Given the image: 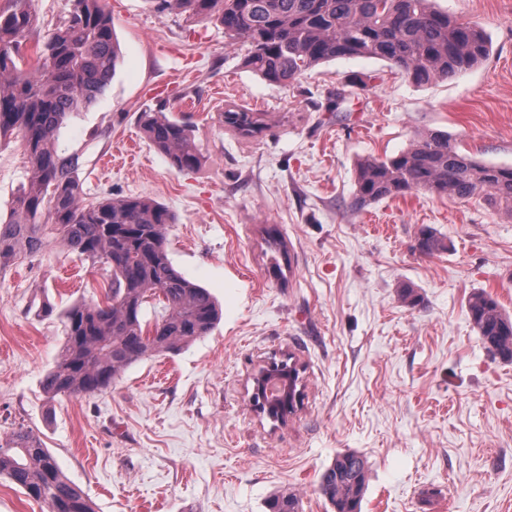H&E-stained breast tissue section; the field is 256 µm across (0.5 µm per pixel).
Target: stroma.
Listing matches in <instances>:
<instances>
[{"instance_id": "obj_1", "label": "stroma", "mask_w": 512, "mask_h": 512, "mask_svg": "<svg viewBox=\"0 0 512 512\" xmlns=\"http://www.w3.org/2000/svg\"><path fill=\"white\" fill-rule=\"evenodd\" d=\"M105 5L116 71L58 148L78 154L85 199L147 196L174 214L169 257L222 317L104 392L47 401L60 314L105 302L110 284L108 268L49 240L0 272V438L32 428L97 512H267L284 490L301 512H333L320 481L340 453L367 463L361 512H512V361L483 343L467 309L484 291L512 315V217L482 196L425 191L350 207L360 160L396 155L428 130L512 166V0H433L492 44L455 78L418 85L356 57L285 87L251 72L248 45L219 23L154 0ZM32 9L30 66L68 0ZM229 104L263 113L264 134L234 137L220 118ZM158 110L189 124L197 169L173 170L144 136L140 114ZM26 177L19 140L0 141V213ZM270 227L287 249L282 281L267 269ZM425 230L446 250L422 253ZM288 354L304 369L303 400L277 425L253 411L248 376Z\"/></svg>"}]
</instances>
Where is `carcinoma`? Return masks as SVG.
Returning a JSON list of instances; mask_svg holds the SVG:
<instances>
[{"mask_svg": "<svg viewBox=\"0 0 512 512\" xmlns=\"http://www.w3.org/2000/svg\"><path fill=\"white\" fill-rule=\"evenodd\" d=\"M431 0H156L157 8L224 26V36L249 45L246 65L266 82L286 86L301 72L340 58L388 62L416 83L452 79L489 55L484 31L430 6ZM36 25L31 0L0 9V138L20 139L29 177L11 212L0 217V271L47 244V231L73 253L108 267L107 301L79 303L61 315L64 342L42 379L47 398L91 396L112 386L130 365L175 353L208 335L219 318L210 293L179 272L169 258L166 232L174 215L147 196L104 198L86 204L79 157L58 151L57 133L110 82L117 61L112 22L103 0H71L64 21L39 47L36 67H24ZM227 130L243 139L266 129L259 112L227 106ZM141 129L181 172L200 165L187 123L163 112H143ZM424 190L439 196H484L512 216V167L482 163L459 151L448 135L419 136L393 157L357 165L353 210ZM270 271L284 278L283 241L267 231ZM151 300L166 313L142 322ZM468 313L482 340L512 360V317L486 292L470 296ZM7 477L51 512H96L83 490L62 472L42 439L23 424L0 439V477ZM367 484L365 460L336 456L321 478L334 512H359ZM268 512H300L288 491L270 499Z\"/></svg>", "mask_w": 512, "mask_h": 512, "instance_id": "1", "label": "carcinoma"}]
</instances>
